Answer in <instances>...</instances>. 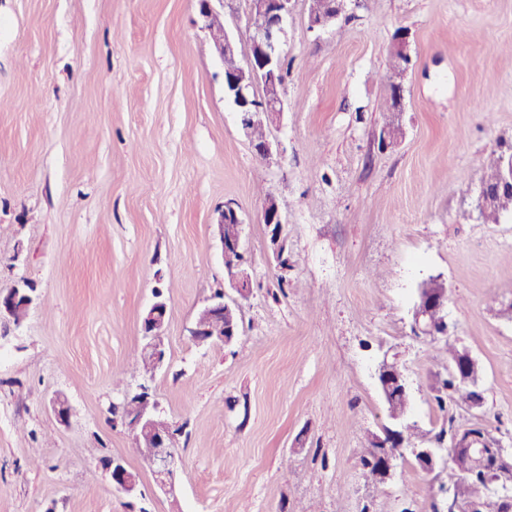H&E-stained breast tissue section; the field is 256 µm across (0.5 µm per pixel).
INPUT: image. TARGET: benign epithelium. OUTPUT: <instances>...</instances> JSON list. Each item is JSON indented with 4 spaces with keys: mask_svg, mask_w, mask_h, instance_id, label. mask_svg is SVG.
<instances>
[{
    "mask_svg": "<svg viewBox=\"0 0 512 512\" xmlns=\"http://www.w3.org/2000/svg\"><path fill=\"white\" fill-rule=\"evenodd\" d=\"M294 0H249V42L255 50V56L246 60L244 67L234 77L224 80V95L234 105L244 132H249V114L254 109L267 112L269 123L279 126L283 114L284 103L282 90L283 71L281 62L284 52L283 38L286 25L293 13ZM198 12L202 29L213 33L216 21L224 19V0H198ZM512 192V152L506 151L504 174L499 183L493 187H479L477 209L485 208L492 197L501 192ZM263 223L276 227L274 238L271 239L273 254L278 268L287 273L288 258L280 241L281 218L277 200L269 196L265 199ZM235 224L243 228V221L238 208L233 202H226L224 209L219 211L214 226L221 238L222 248L232 247L239 251L242 248V234L224 240V225ZM225 273L231 287L244 296L249 291V276L241 268L230 267ZM33 286L25 282L12 289L9 293L0 294V316L5 315L21 324L24 312L32 305ZM168 305L161 295L148 309L143 320L145 341L142 355L155 368L163 365L165 358L164 334ZM230 312V305L224 302V296L214 298L206 306L209 319L199 318L190 329V336L199 343L224 344V314ZM412 330L417 335L428 336L433 340L450 338L447 300L437 296L430 290L419 289L418 300L412 310ZM448 375L454 384L477 388L482 381V371L478 361L466 349L456 350L455 357L448 365ZM378 386L385 397L391 400V393L398 387L407 392V378L398 362L383 357L376 370ZM139 401L134 414L124 418L125 424L133 435L153 434L155 412L158 408L150 389L140 388ZM156 434V433H154ZM176 431L170 429L160 432L155 437L149 462L151 471L160 488L172 487L174 464L178 454L175 446ZM377 458L379 459L378 474L373 483L382 484L391 477L393 462L398 452L404 450L405 439L399 430L388 429L385 436L374 440ZM452 448L449 461H455L460 454L473 462V470L481 473L487 497L495 499L505 507V512H512V448L504 445L503 440L496 437L489 429L480 426L457 428L450 438ZM443 448H413L411 453L423 461L426 471H433L443 461ZM109 468L114 488L127 496L136 494L139 476L128 469L120 459H110Z\"/></svg>",
    "mask_w": 512,
    "mask_h": 512,
    "instance_id": "1",
    "label": "benign epithelium"
}]
</instances>
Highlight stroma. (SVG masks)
I'll return each instance as SVG.
<instances>
[{
    "mask_svg": "<svg viewBox=\"0 0 512 512\" xmlns=\"http://www.w3.org/2000/svg\"><path fill=\"white\" fill-rule=\"evenodd\" d=\"M399 29L411 63L391 145ZM286 51L280 154L265 160L224 97L197 0H0V292L35 288L21 325L0 319V512L445 507L446 471L412 456L386 484L362 476L390 424L386 351L420 428L512 436V215L486 224L475 208L487 156L512 144V0H347L321 33L295 0ZM269 194L285 275L261 220ZM228 201L244 220V298L213 226ZM433 276L481 367L482 413L433 399L446 361L410 315ZM158 290L166 358L147 378L134 354ZM219 293L239 333L197 344L189 330ZM143 384L184 426L170 493L113 412ZM114 457L138 474L137 498L113 488ZM378 386L385 397L386 402L391 400V393L394 387H400L405 394L409 389L407 378L401 370L398 362L389 361L387 354H384L382 361L376 370Z\"/></svg>",
    "mask_w": 512,
    "mask_h": 512,
    "instance_id": "obj_1",
    "label": "stroma"
}]
</instances>
